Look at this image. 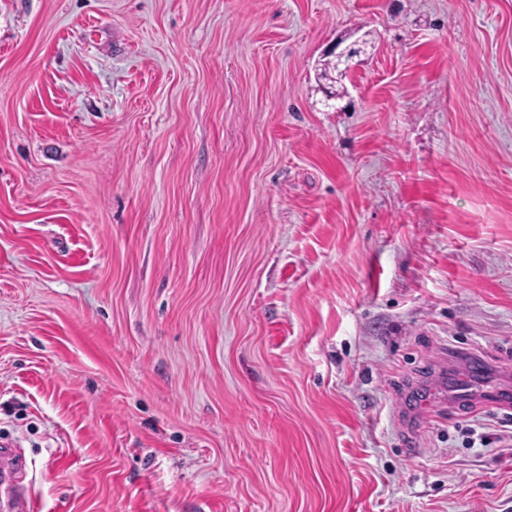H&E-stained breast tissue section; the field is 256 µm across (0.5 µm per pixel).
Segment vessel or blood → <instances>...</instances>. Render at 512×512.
<instances>
[{
  "label": "vessel or blood",
  "instance_id": "vessel-or-blood-1",
  "mask_svg": "<svg viewBox=\"0 0 512 512\" xmlns=\"http://www.w3.org/2000/svg\"><path fill=\"white\" fill-rule=\"evenodd\" d=\"M465 364L448 378L428 383L422 407L428 411L451 408L462 413L478 407L507 409L512 407V383L492 379L473 352H465ZM22 461L10 446L0 447V512H36L31 493L17 482Z\"/></svg>",
  "mask_w": 512,
  "mask_h": 512
}]
</instances>
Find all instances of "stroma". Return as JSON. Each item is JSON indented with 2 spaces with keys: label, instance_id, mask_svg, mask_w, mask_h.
<instances>
[{
  "label": "stroma",
  "instance_id": "35a3bbf8",
  "mask_svg": "<svg viewBox=\"0 0 512 512\" xmlns=\"http://www.w3.org/2000/svg\"><path fill=\"white\" fill-rule=\"evenodd\" d=\"M459 350L512 371V0H0L40 512H512V410L417 411ZM343 41L336 42L333 47L329 50V56H332L339 63L340 68L344 70L348 75L351 70L357 65L354 63V59L359 57L361 54H366V44L361 42L358 45L356 42L345 46L344 48H340Z\"/></svg>",
  "mask_w": 512,
  "mask_h": 512
}]
</instances>
